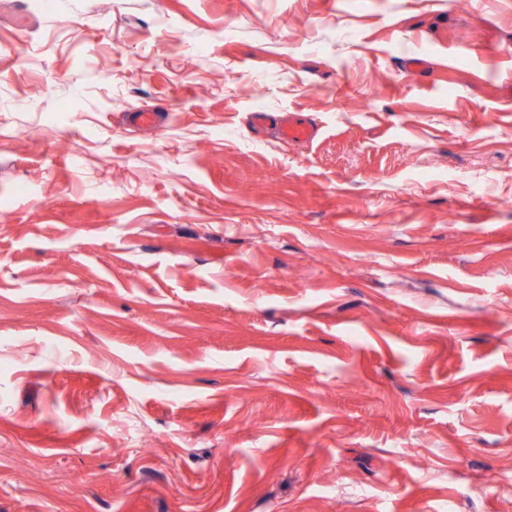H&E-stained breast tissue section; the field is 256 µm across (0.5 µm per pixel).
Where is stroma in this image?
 <instances>
[{
	"mask_svg": "<svg viewBox=\"0 0 512 512\" xmlns=\"http://www.w3.org/2000/svg\"><path fill=\"white\" fill-rule=\"evenodd\" d=\"M0 512H512V0H0ZM278 131L282 140L290 142H306L317 137L318 132L308 121L293 114H279Z\"/></svg>",
	"mask_w": 512,
	"mask_h": 512,
	"instance_id": "35a3bbf8",
	"label": "stroma"
}]
</instances>
